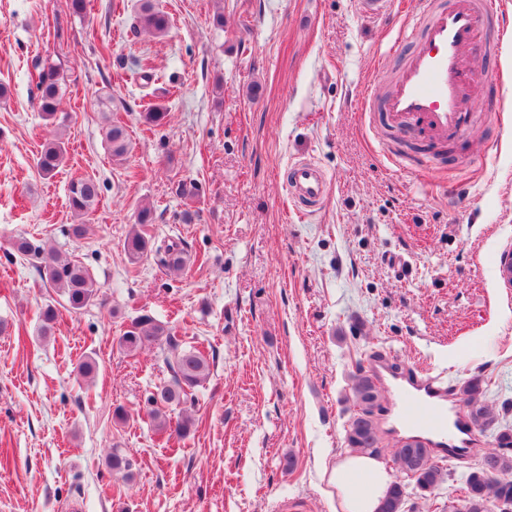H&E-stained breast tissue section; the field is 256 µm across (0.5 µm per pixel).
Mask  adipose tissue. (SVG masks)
I'll list each match as a JSON object with an SVG mask.
<instances>
[{"label": "adipose tissue", "mask_w": 512, "mask_h": 512, "mask_svg": "<svg viewBox=\"0 0 512 512\" xmlns=\"http://www.w3.org/2000/svg\"><path fill=\"white\" fill-rule=\"evenodd\" d=\"M336 491V512H376L393 480L373 458L349 454L327 471Z\"/></svg>", "instance_id": "ef3b65f1"}]
</instances>
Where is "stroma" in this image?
I'll list each match as a JSON object with an SVG mask.
<instances>
[{"label": "stroma", "instance_id": "obj_1", "mask_svg": "<svg viewBox=\"0 0 512 512\" xmlns=\"http://www.w3.org/2000/svg\"><path fill=\"white\" fill-rule=\"evenodd\" d=\"M155 3L171 19L163 36L133 32L138 0H91L81 17L66 0H0V512H334L323 473L348 451L350 376L377 351L457 390L481 376L498 425L512 426V284L499 275L512 251V40L474 58L485 74L469 84L474 129L445 166H427L358 107L413 50H390L398 5L371 17L362 0ZM38 57L67 76L63 127L37 110ZM144 57L157 74L145 88L133 77ZM150 99L165 124L144 122ZM109 116L128 134L121 165ZM57 133L68 154L47 180L36 158ZM298 160L330 180L305 219L286 183ZM88 176L99 202L77 239L67 188ZM144 206L152 237L183 241L182 270L152 254L129 261ZM21 237L88 268L96 304L63 305L15 250ZM50 302L58 315L42 336ZM141 315L211 364L175 444L148 415L170 378L165 350L119 343ZM88 357L90 380L77 370ZM115 448L131 480L108 469ZM442 467L434 500L408 487L407 512L459 505L469 464Z\"/></svg>", "mask_w": 512, "mask_h": 512}]
</instances>
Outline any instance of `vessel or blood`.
I'll return each mask as SVG.
<instances>
[{
  "label": "vessel or blood",
  "mask_w": 512,
  "mask_h": 512,
  "mask_svg": "<svg viewBox=\"0 0 512 512\" xmlns=\"http://www.w3.org/2000/svg\"><path fill=\"white\" fill-rule=\"evenodd\" d=\"M419 46L405 60L389 92L366 88L361 102L380 124L411 131L427 143L458 137L468 126L462 65L477 45L479 30L495 27L480 0H415ZM288 184L295 202L320 206L328 193L323 171L309 162L294 164ZM372 372L393 398L402 429L432 439L436 458L466 460L475 441L465 412L448 406V387L430 372L408 373L386 356L373 358Z\"/></svg>",
  "instance_id": "1"
}]
</instances>
